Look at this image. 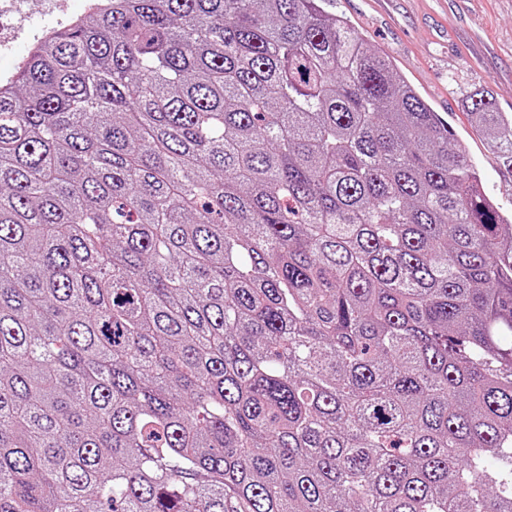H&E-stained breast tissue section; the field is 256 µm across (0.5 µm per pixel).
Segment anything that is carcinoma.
<instances>
[{
  "mask_svg": "<svg viewBox=\"0 0 512 512\" xmlns=\"http://www.w3.org/2000/svg\"><path fill=\"white\" fill-rule=\"evenodd\" d=\"M8 83L0 512H512V216L326 0H109Z\"/></svg>",
  "mask_w": 512,
  "mask_h": 512,
  "instance_id": "obj_1",
  "label": "carcinoma"
}]
</instances>
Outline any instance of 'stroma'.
Wrapping results in <instances>:
<instances>
[{
  "label": "stroma",
  "mask_w": 512,
  "mask_h": 512,
  "mask_svg": "<svg viewBox=\"0 0 512 512\" xmlns=\"http://www.w3.org/2000/svg\"><path fill=\"white\" fill-rule=\"evenodd\" d=\"M85 0H0V77L12 75L39 26L64 23ZM450 124L485 192L512 213V166L470 120L463 99L478 88L512 114V0H331Z\"/></svg>",
  "instance_id": "1"
}]
</instances>
